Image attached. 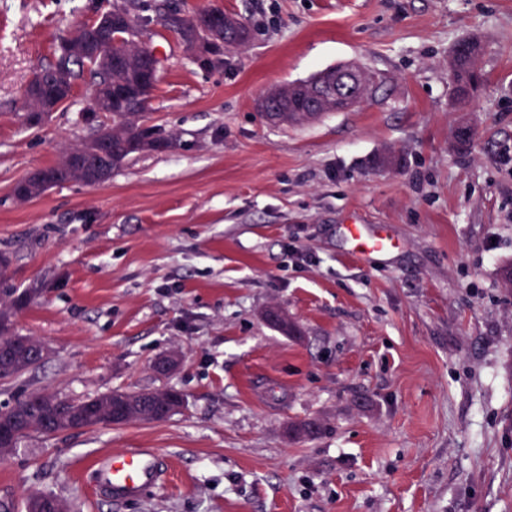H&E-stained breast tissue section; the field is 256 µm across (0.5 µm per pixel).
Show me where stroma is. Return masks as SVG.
<instances>
[{
  "mask_svg": "<svg viewBox=\"0 0 512 512\" xmlns=\"http://www.w3.org/2000/svg\"><path fill=\"white\" fill-rule=\"evenodd\" d=\"M241 17L250 41L203 69L161 25L148 124L175 147L100 187L13 189L89 133L80 84L38 129L23 92L90 0H0V254L30 292L16 330L48 345L0 405L168 388L181 411L23 441L0 501L80 512H512V0H174ZM485 47L450 102L448 56ZM357 62L384 85L299 127L266 124L271 87ZM475 130L467 147L452 132ZM385 154L399 158L383 167ZM348 224L393 238L354 255ZM270 307L300 329L266 322ZM176 351L179 368L155 362ZM320 419L321 435L292 438ZM151 449L162 478L102 493L97 460Z\"/></svg>",
  "mask_w": 512,
  "mask_h": 512,
  "instance_id": "stroma-1",
  "label": "stroma"
}]
</instances>
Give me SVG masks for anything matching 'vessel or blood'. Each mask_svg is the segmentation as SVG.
<instances>
[{"mask_svg": "<svg viewBox=\"0 0 512 512\" xmlns=\"http://www.w3.org/2000/svg\"><path fill=\"white\" fill-rule=\"evenodd\" d=\"M345 236L352 245L354 253L387 251L394 248L393 239L366 235L362 226L347 225ZM158 471L150 455L136 449L103 458L97 466V480L101 488L119 495L139 494L143 487L155 482Z\"/></svg>", "mask_w": 512, "mask_h": 512, "instance_id": "1", "label": "vessel or blood"}]
</instances>
